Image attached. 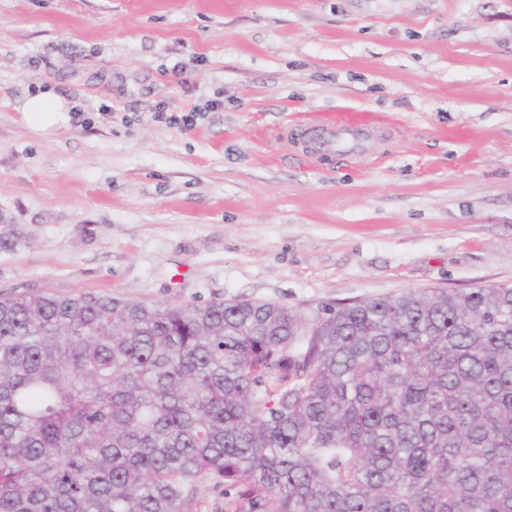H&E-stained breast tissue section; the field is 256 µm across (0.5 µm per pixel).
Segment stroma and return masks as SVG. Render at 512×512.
I'll list each match as a JSON object with an SVG mask.
<instances>
[{"mask_svg": "<svg viewBox=\"0 0 512 512\" xmlns=\"http://www.w3.org/2000/svg\"><path fill=\"white\" fill-rule=\"evenodd\" d=\"M42 84L68 127L16 110ZM324 112L380 118L372 161L279 136ZM0 239V293L512 285V0H0Z\"/></svg>", "mask_w": 512, "mask_h": 512, "instance_id": "1", "label": "stroma"}]
</instances>
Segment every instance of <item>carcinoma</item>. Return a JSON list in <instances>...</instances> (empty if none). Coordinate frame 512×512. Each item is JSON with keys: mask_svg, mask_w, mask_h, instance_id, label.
Instances as JSON below:
<instances>
[{"mask_svg": "<svg viewBox=\"0 0 512 512\" xmlns=\"http://www.w3.org/2000/svg\"><path fill=\"white\" fill-rule=\"evenodd\" d=\"M512 512V287L0 294V512ZM223 492L212 479L200 480L192 512H225Z\"/></svg>", "mask_w": 512, "mask_h": 512, "instance_id": "1", "label": "carcinoma"}]
</instances>
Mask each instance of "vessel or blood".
I'll return each instance as SVG.
<instances>
[{
  "instance_id": "obj_1",
  "label": "vessel or blood",
  "mask_w": 512,
  "mask_h": 512,
  "mask_svg": "<svg viewBox=\"0 0 512 512\" xmlns=\"http://www.w3.org/2000/svg\"><path fill=\"white\" fill-rule=\"evenodd\" d=\"M311 131L315 152L325 158L336 154L355 160L362 157L368 138V127L362 121L347 117L322 116L315 120H296L286 124L282 135L293 136L299 130Z\"/></svg>"
}]
</instances>
